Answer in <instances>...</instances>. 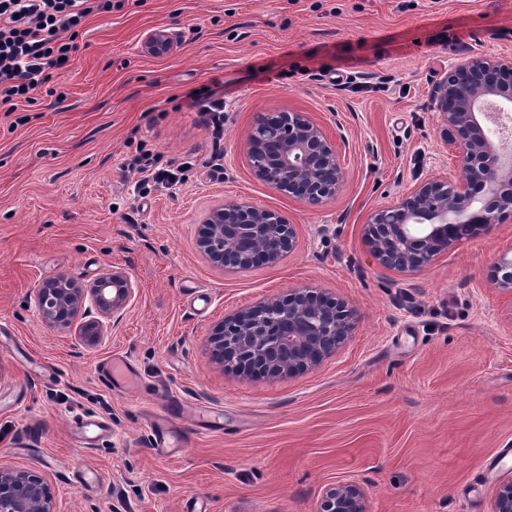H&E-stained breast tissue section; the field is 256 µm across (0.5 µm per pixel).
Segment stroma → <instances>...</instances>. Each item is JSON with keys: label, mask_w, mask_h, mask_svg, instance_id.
Listing matches in <instances>:
<instances>
[{"label": "stroma", "mask_w": 512, "mask_h": 512, "mask_svg": "<svg viewBox=\"0 0 512 512\" xmlns=\"http://www.w3.org/2000/svg\"><path fill=\"white\" fill-rule=\"evenodd\" d=\"M166 29L171 54L141 48ZM24 123L0 109V465L37 472L56 512H318L359 485L366 512H490L512 479V302L491 288L512 222L413 274L380 267L364 225L434 175L462 178L429 92L472 56L512 53V0H127L89 17ZM224 94V132L189 108ZM344 138L342 191L311 210L251 174L260 112ZM146 153L183 185L139 190ZM229 198L293 224L280 263L230 271L197 229ZM119 267L137 298L95 345L46 325L42 282ZM355 313L317 367L256 378L214 360L226 314L295 288ZM124 356L129 392L105 380ZM165 419L181 447L157 443Z\"/></svg>", "instance_id": "1"}]
</instances>
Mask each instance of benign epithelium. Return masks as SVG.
Listing matches in <instances>:
<instances>
[{"instance_id":"7a95c632","label":"benign epithelium","mask_w":512,"mask_h":512,"mask_svg":"<svg viewBox=\"0 0 512 512\" xmlns=\"http://www.w3.org/2000/svg\"><path fill=\"white\" fill-rule=\"evenodd\" d=\"M154 56L170 54L175 41L165 30L142 39ZM430 106L454 153L460 179L435 175L404 192L394 203L373 210L364 237L376 262L412 274L477 231L512 219V150L491 128L493 116L512 112V55L473 56L440 78ZM246 160L260 182L312 208L336 197L344 171L336 142L306 112H260L248 135ZM293 225L279 212L246 199L211 209L197 233L199 251L214 266L240 270L273 265L294 246ZM492 282L512 299V247L494 261ZM134 296L119 268L88 289L68 278L36 290V307L51 328L73 325L88 299L105 319ZM353 312L321 288H295L285 298L269 297L217 322L211 332L214 357L255 375L295 376L313 369L350 336ZM81 340L98 343L103 322L79 328ZM0 512H55L54 496L41 476L24 468L0 466ZM318 512H365L364 492L338 483L322 496ZM491 512H512V481L492 503Z\"/></svg>"}]
</instances>
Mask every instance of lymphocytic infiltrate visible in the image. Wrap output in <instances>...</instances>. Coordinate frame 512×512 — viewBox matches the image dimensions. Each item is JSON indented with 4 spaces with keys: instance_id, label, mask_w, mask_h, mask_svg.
Wrapping results in <instances>:
<instances>
[{
    "instance_id": "1",
    "label": "lymphocytic infiltrate",
    "mask_w": 512,
    "mask_h": 512,
    "mask_svg": "<svg viewBox=\"0 0 512 512\" xmlns=\"http://www.w3.org/2000/svg\"><path fill=\"white\" fill-rule=\"evenodd\" d=\"M125 0H0V104L30 102L75 50L89 16Z\"/></svg>"
}]
</instances>
